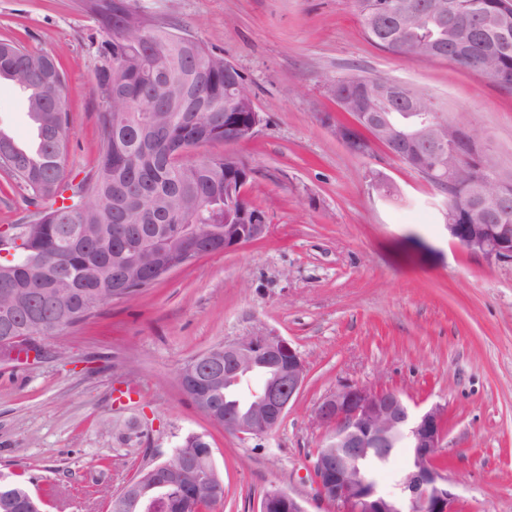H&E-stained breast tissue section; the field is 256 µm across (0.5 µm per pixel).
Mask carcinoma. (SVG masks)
Instances as JSON below:
<instances>
[{
  "label": "carcinoma",
  "mask_w": 512,
  "mask_h": 512,
  "mask_svg": "<svg viewBox=\"0 0 512 512\" xmlns=\"http://www.w3.org/2000/svg\"><path fill=\"white\" fill-rule=\"evenodd\" d=\"M380 0H355L368 40L393 53H414L434 45L433 60H452L456 51L474 60L468 67L512 72V47L498 48V16L502 0H458L460 8L486 22L484 37L465 39L456 30H436L417 11L405 25L394 23L376 31L370 19ZM94 11L107 33L95 79L100 90V154L95 173L66 197L61 186L70 113L65 77L54 58L11 42H0V79L27 82L29 116L42 141L37 152L24 150L0 130V167L43 202L36 221L41 231L33 238L11 242L13 260L0 264V295L19 301L18 310L0 308V337L26 335V317L37 314L52 334L77 325L99 307L112 302L116 278L124 274V246L173 229L179 224H232L239 199L226 192L237 171L224 168L214 157L195 166L169 159L177 148L224 138V66L210 65L207 46L198 42L192 54L169 40L177 27L148 23L129 33L123 19L132 13L128 0H96ZM350 93L358 112H413L424 105L410 102L407 86L384 76L340 79L334 95ZM397 439L382 459L365 463L367 477L377 484L378 471L388 465ZM210 444L195 434L185 436L171 460L152 466L159 472ZM0 493V512H24L32 497L27 488L11 482ZM218 499L192 481L158 502L151 512H201Z\"/></svg>",
  "instance_id": "cac0c4a2"
}]
</instances>
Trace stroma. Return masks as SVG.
<instances>
[{
    "mask_svg": "<svg viewBox=\"0 0 512 512\" xmlns=\"http://www.w3.org/2000/svg\"><path fill=\"white\" fill-rule=\"evenodd\" d=\"M161 24L213 46L242 74L263 120L248 141L214 143L188 161L232 154L252 170L247 199L265 238L198 257L135 298L42 339L30 364L0 361V475L21 481L42 512H109L141 470L203 436L224 498L211 512H261L289 492L307 512H336L316 495L312 461L323 399L352 382L445 410L439 450L458 512H512V265L448 239L441 193L372 143L350 152L336 80L381 75L428 98L488 142L512 172V88L447 61L407 58L367 40L353 0H130ZM106 35L89 0H0V40L54 55L66 79L70 131L63 178L96 170ZM26 93L0 80V126L34 133ZM387 176L393 196L370 187ZM0 168V226L38 212ZM257 332L288 339L307 379L274 430L241 437L202 415L178 372L219 343Z\"/></svg>",
    "mask_w": 512,
    "mask_h": 512,
    "instance_id": "obj_1",
    "label": "stroma"
}]
</instances>
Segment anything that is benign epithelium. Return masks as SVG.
Segmentation results:
<instances>
[{"mask_svg": "<svg viewBox=\"0 0 512 512\" xmlns=\"http://www.w3.org/2000/svg\"><path fill=\"white\" fill-rule=\"evenodd\" d=\"M418 9L428 13L443 27L453 24L445 0H427ZM379 13L399 19L404 16L401 0H383ZM241 105L239 93H227L224 113V143L233 144L250 139L262 116L253 99L247 100L250 109L245 121L236 119L232 109ZM372 129L375 140L382 138L394 146L407 145L415 153L428 145L442 157L447 153L448 141L441 136L445 129L454 130L464 139L461 158L468 162L474 155L480 167L460 181L455 172L464 169L456 162L448 169V185L452 192L445 196L441 210L443 227L450 240L489 263H512V174L498 172L488 157V146L472 128L464 123L448 121L441 113L423 109L411 114V122L392 123L386 112H367L357 116L354 125H336V136L349 149L366 154L365 144L355 138V128ZM224 165L240 172L235 195L246 199L250 168L241 160L226 155ZM477 192L497 205L496 224H457L459 207ZM268 231L265 214L251 206L238 212L236 224H182L169 245H178V256L162 266L147 271V275L162 278L182 268L197 257V244L206 238L223 243L224 250L264 238ZM40 331L38 336H5L0 340L3 358L37 359L41 356ZM257 369L269 373V379L255 399L242 408L219 413L209 393H204L197 410L224 425V430L238 435H260L277 427L299 396L307 377L304 358L293 345L281 336L261 334L242 336L224 344V384L240 382ZM315 421L326 429V439L317 449L313 472L317 495L336 506V512H456L457 495L437 464L439 448L444 436V409L433 405L424 410L412 407L400 393L377 389L362 384H345L336 388L319 403ZM404 436L412 443V464L403 471L397 492L383 495L372 486L360 462L367 457L385 454L394 439ZM186 476L197 479L208 488L217 478L213 464L185 465L178 472H168L162 481L146 480L147 487L134 483L131 492L113 504L119 512H146L158 491L178 485ZM262 512H306L301 502L290 494L268 493L262 503Z\"/></svg>", "mask_w": 512, "mask_h": 512, "instance_id": "obj_1", "label": "benign epithelium"}]
</instances>
